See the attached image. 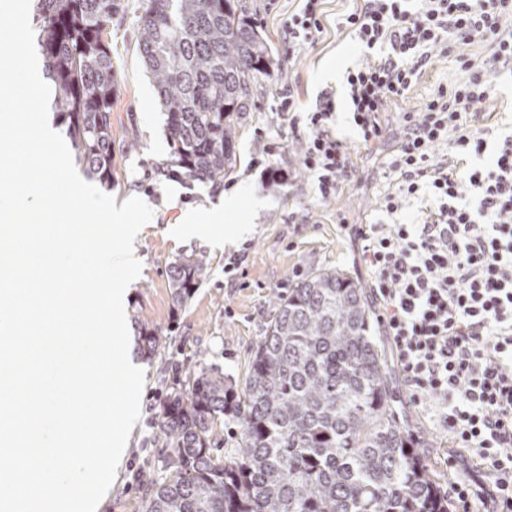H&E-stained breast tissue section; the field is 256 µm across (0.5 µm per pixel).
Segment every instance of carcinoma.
Here are the masks:
<instances>
[{
	"instance_id": "1",
	"label": "carcinoma",
	"mask_w": 512,
	"mask_h": 512,
	"mask_svg": "<svg viewBox=\"0 0 512 512\" xmlns=\"http://www.w3.org/2000/svg\"><path fill=\"white\" fill-rule=\"evenodd\" d=\"M116 0H38L43 73L87 175L112 188L111 51L103 34ZM139 51L151 73L182 180L218 187L236 163V125L250 84L268 74L271 45L240 0H148ZM203 255L169 266L185 306ZM363 288L321 267L273 299L265 334L242 379L217 368L190 374L156 417L168 476L142 512H448L396 408L390 370L371 335ZM143 352L166 337L142 326ZM237 421L236 455L222 453L224 418Z\"/></svg>"
}]
</instances>
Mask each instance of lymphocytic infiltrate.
Returning a JSON list of instances; mask_svg holds the SVG:
<instances>
[{
    "instance_id": "1",
    "label": "lymphocytic infiltrate",
    "mask_w": 512,
    "mask_h": 512,
    "mask_svg": "<svg viewBox=\"0 0 512 512\" xmlns=\"http://www.w3.org/2000/svg\"><path fill=\"white\" fill-rule=\"evenodd\" d=\"M321 0L289 15V42L323 31ZM375 57L348 73L349 113L364 142L382 135L381 112L404 97L433 53L454 54L469 78L438 88L423 111L403 113L389 166L397 179L380 209L393 224H358L370 295L403 384L467 462L448 494L469 512H512V133L489 140L475 109L512 77V0H363L345 19ZM487 48L473 60L458 48ZM335 105L321 94L308 114L303 166L322 198L351 172L332 130ZM448 145L449 154L438 151Z\"/></svg>"
}]
</instances>
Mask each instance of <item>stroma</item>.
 Returning <instances> with one entry per match:
<instances>
[{"label":"stroma","mask_w":512,"mask_h":512,"mask_svg":"<svg viewBox=\"0 0 512 512\" xmlns=\"http://www.w3.org/2000/svg\"><path fill=\"white\" fill-rule=\"evenodd\" d=\"M145 3L119 0L106 34L117 86L111 115V194L119 205L140 197L154 211L136 242L142 273L130 286L127 313L162 328L167 343L161 356L140 363L145 372L140 417L100 512H141L150 487L164 475L165 450L154 440L153 422L171 386L203 367L242 377L270 318L273 294L287 293L292 281L329 266L366 283L369 273L357 263L349 227L373 222L379 195L394 179L384 162L393 148L399 115L421 111L435 88H450L468 78L452 58L435 56L405 97L389 103L381 140L361 144L344 97L348 70L365 59L359 41L340 29L354 8L352 0H323V33L314 44L294 52L288 49L284 22L299 10V0H245L252 22L274 48L273 67L252 86V109L236 129L234 169L219 189L211 190L165 169L172 152L165 114L138 51ZM290 92L296 109L287 113L281 102ZM325 92L335 98V131L349 144L354 171L327 199L299 164L300 146L309 135L307 114ZM269 170L280 175L279 183L266 178ZM228 196L236 197L237 207L224 224L249 225L248 236L215 247L200 237L175 235L173 227L186 212L207 213ZM191 253L204 255L208 268L193 298L177 308L168 268ZM395 392L425 463L441 482H448L447 436L409 401L403 386Z\"/></svg>","instance_id":"stroma-1"}]
</instances>
